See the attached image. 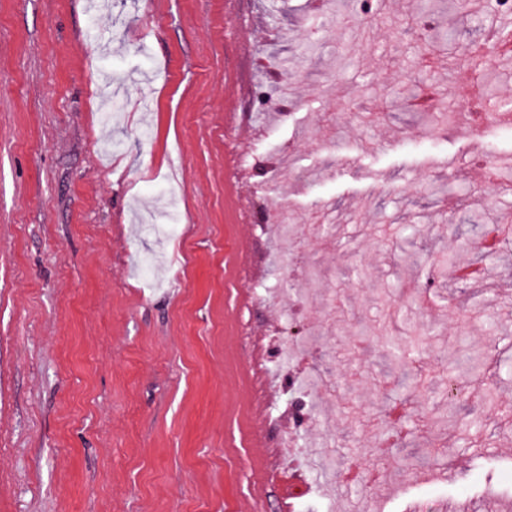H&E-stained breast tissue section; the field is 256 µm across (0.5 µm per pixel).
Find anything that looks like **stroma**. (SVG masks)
<instances>
[{
  "label": "stroma",
  "mask_w": 512,
  "mask_h": 512,
  "mask_svg": "<svg viewBox=\"0 0 512 512\" xmlns=\"http://www.w3.org/2000/svg\"><path fill=\"white\" fill-rule=\"evenodd\" d=\"M88 3L0 0V512H512V13Z\"/></svg>",
  "instance_id": "35a3bbf8"
}]
</instances>
